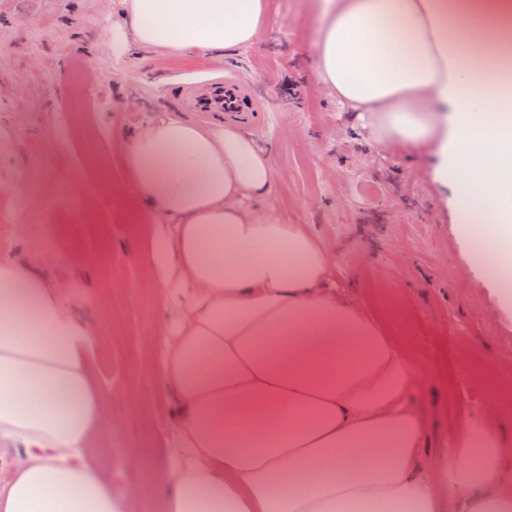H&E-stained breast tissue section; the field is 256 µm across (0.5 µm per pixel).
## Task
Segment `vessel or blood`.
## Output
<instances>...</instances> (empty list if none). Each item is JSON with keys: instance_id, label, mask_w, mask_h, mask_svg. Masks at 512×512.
<instances>
[{"instance_id": "b4317fda", "label": "vessel or blood", "mask_w": 512, "mask_h": 512, "mask_svg": "<svg viewBox=\"0 0 512 512\" xmlns=\"http://www.w3.org/2000/svg\"><path fill=\"white\" fill-rule=\"evenodd\" d=\"M177 107L227 127L252 130L266 126L271 102L256 86L242 83L228 73L224 78L203 80L180 89Z\"/></svg>"}]
</instances>
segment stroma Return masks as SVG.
<instances>
[{
	"instance_id": "obj_1",
	"label": "stroma",
	"mask_w": 512,
	"mask_h": 512,
	"mask_svg": "<svg viewBox=\"0 0 512 512\" xmlns=\"http://www.w3.org/2000/svg\"><path fill=\"white\" fill-rule=\"evenodd\" d=\"M267 10L250 48L168 56L131 41L121 0H0V262L48 278L100 338L96 373L119 427L94 449L97 465L114 491L140 486L134 512H160L157 451L177 408L156 359L177 315L149 286L141 227L162 236L170 219L139 210L127 140L174 112L181 86L230 66L273 104L253 134L272 164L269 209L308 226L334 257L332 287L418 366L404 403L420 456L463 450L470 428L491 421L512 474V303L475 260L457 185L434 179L432 146L374 142L338 106L313 66L318 19L306 0H267ZM291 81L302 98L284 94ZM137 427L145 433L130 441Z\"/></svg>"
}]
</instances>
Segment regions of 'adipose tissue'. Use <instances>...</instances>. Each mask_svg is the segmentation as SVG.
I'll return each instance as SVG.
<instances>
[{
  "mask_svg": "<svg viewBox=\"0 0 512 512\" xmlns=\"http://www.w3.org/2000/svg\"><path fill=\"white\" fill-rule=\"evenodd\" d=\"M141 48L233 52L256 43L266 0H122ZM319 80L371 138L432 143L459 188L478 261L512 300V0H309ZM155 238V286L178 302L157 362L179 406L163 512H512L497 430L456 463L422 461L403 400L415 366L330 285L333 257L265 205L270 157L230 127L159 117L128 140ZM98 336L49 280L0 262V444L20 450L0 512H131L91 450L107 427Z\"/></svg>",
  "mask_w": 512,
  "mask_h": 512,
  "instance_id": "ef3b65f1",
  "label": "adipose tissue"
}]
</instances>
